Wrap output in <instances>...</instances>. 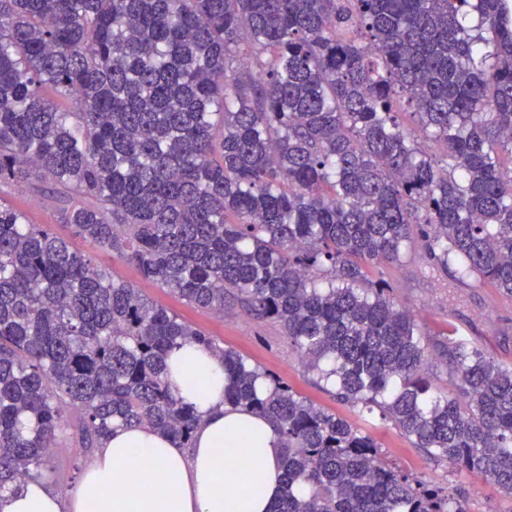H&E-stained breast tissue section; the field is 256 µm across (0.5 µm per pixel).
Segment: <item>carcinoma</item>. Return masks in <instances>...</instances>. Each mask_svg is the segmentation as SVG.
<instances>
[{"instance_id":"cac0c4a2","label":"carcinoma","mask_w":512,"mask_h":512,"mask_svg":"<svg viewBox=\"0 0 512 512\" xmlns=\"http://www.w3.org/2000/svg\"><path fill=\"white\" fill-rule=\"evenodd\" d=\"M49 85L74 111L42 96ZM50 185L59 225L0 197V499L73 436L200 417L166 360H224V404L278 434L271 512H467L79 250L200 309L278 324L315 382L512 499V367L428 332L370 278L421 253L512 297V0H0V184Z\"/></svg>"}]
</instances>
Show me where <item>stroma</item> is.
<instances>
[{"mask_svg": "<svg viewBox=\"0 0 512 512\" xmlns=\"http://www.w3.org/2000/svg\"><path fill=\"white\" fill-rule=\"evenodd\" d=\"M0 196L23 211L30 223L53 224L57 221L44 197L29 186H0ZM93 256L97 264L111 268L121 279L140 288L145 297L203 330L220 346L237 351L317 405L357 421L356 412L336 402L329 392L314 382L279 325L253 319L236 306L226 308L221 314L199 309L158 284L144 280L134 268L113 260L110 254L97 250ZM382 272L393 287L395 300L420 315L430 334L455 327L459 335L475 343L488 356L512 366V297L500 295L486 286L453 285L449 275L430 271L417 259L398 268L383 267ZM365 427L383 455L403 471L444 486L464 487L469 495V512H512V499L500 496L493 486L461 473L448 463L433 461L422 450L412 447L399 429L379 415H370ZM92 456V449L62 437L43 469L44 483L61 490L73 487Z\"/></svg>", "mask_w": 512, "mask_h": 512, "instance_id": "35a3bbf8", "label": "stroma"}]
</instances>
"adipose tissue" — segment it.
Segmentation results:
<instances>
[{
    "label": "adipose tissue",
    "instance_id": "obj_1",
    "mask_svg": "<svg viewBox=\"0 0 512 512\" xmlns=\"http://www.w3.org/2000/svg\"><path fill=\"white\" fill-rule=\"evenodd\" d=\"M168 378L201 417L191 447L140 426L116 429L74 488L32 481L1 500L0 512H270L283 476L271 425L225 406L224 365L196 345L173 354ZM135 454L143 465L129 466Z\"/></svg>",
    "mask_w": 512,
    "mask_h": 512
}]
</instances>
